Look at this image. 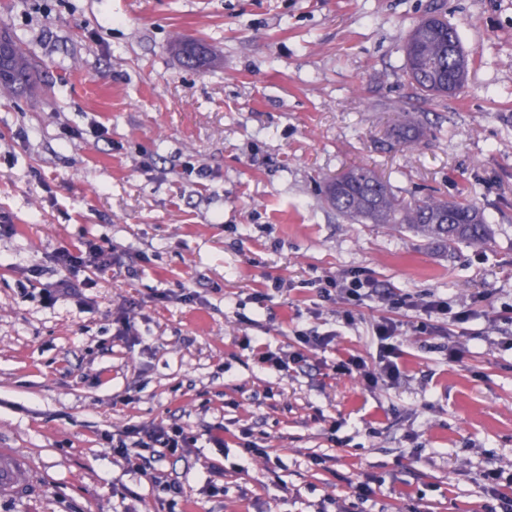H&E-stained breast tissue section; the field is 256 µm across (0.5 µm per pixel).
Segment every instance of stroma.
I'll use <instances>...</instances> for the list:
<instances>
[{
    "label": "stroma",
    "mask_w": 512,
    "mask_h": 512,
    "mask_svg": "<svg viewBox=\"0 0 512 512\" xmlns=\"http://www.w3.org/2000/svg\"><path fill=\"white\" fill-rule=\"evenodd\" d=\"M436 9L471 64L456 94L431 100L409 83L403 44ZM1 26L51 95L0 94V447L41 475L0 512H168L108 439L161 420L198 437L157 464L183 486L178 512L496 507L485 472L512 477V0H0ZM182 34L216 65L183 66ZM410 122L423 137L396 144ZM352 166L407 200L469 193L491 244L346 223L323 179ZM88 239L122 267L46 304L55 253ZM329 277L376 284L354 324L321 297ZM382 290L439 296L449 314L419 334L421 312L387 308ZM130 303L133 333L116 336L112 313ZM386 315L399 381L337 373L376 356ZM328 334L286 373L243 344L291 354ZM218 426L252 428L270 462L233 437L214 447ZM215 469L217 496L204 490ZM356 474L376 493L354 505Z\"/></svg>",
    "instance_id": "35a3bbf8"
}]
</instances>
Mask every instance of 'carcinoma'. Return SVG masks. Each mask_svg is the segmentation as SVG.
<instances>
[{
  "label": "carcinoma",
  "mask_w": 512,
  "mask_h": 512,
  "mask_svg": "<svg viewBox=\"0 0 512 512\" xmlns=\"http://www.w3.org/2000/svg\"><path fill=\"white\" fill-rule=\"evenodd\" d=\"M0 37L9 48L0 66L11 73V79L0 83V90L16 96L27 93L34 85L35 66L12 34L3 30ZM462 47L457 28L448 24L432 25L424 17L412 28L404 44L405 68L411 83L435 96L448 95V77L459 68L455 49ZM178 54L202 67L209 55L198 57L195 44L177 40ZM399 144L418 143L420 132L410 123L395 132ZM325 200L344 220L362 224H390L408 229L429 243L466 242L486 246L492 239V228L484 210L465 193L448 199L429 195L422 199L404 200L388 182L367 167H355L327 182Z\"/></svg>",
  "instance_id": "1"
}]
</instances>
